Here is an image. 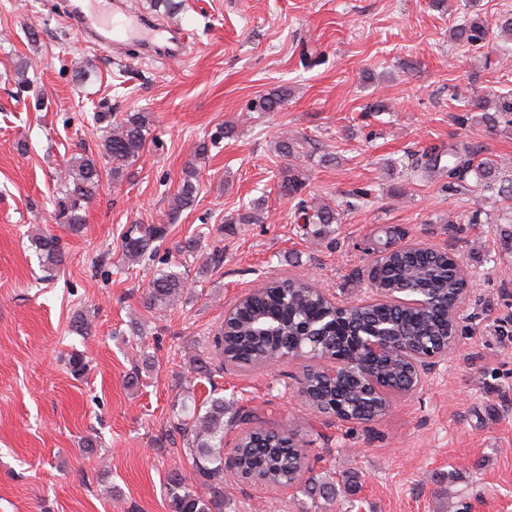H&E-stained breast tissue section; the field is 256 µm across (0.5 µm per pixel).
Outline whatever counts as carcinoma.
Listing matches in <instances>:
<instances>
[{"mask_svg": "<svg viewBox=\"0 0 512 512\" xmlns=\"http://www.w3.org/2000/svg\"><path fill=\"white\" fill-rule=\"evenodd\" d=\"M498 30L502 43L492 46L497 63L512 62V16H504ZM488 36L485 22L473 14L453 30L454 40L475 50L490 44ZM291 94L290 87L278 86L255 98L249 111L274 112ZM468 111L481 113L480 120L491 128L512 124V92L492 101L476 98L468 104ZM94 119L109 127L98 155L77 153L64 162L59 172L61 197L53 219L72 231L85 223V205L96 193L102 173L114 181L123 179L126 170L143 153L152 125L148 112H125L119 119L111 112H99ZM297 145L286 134L275 143L278 156L286 160L278 170L279 188L289 198L300 195L306 183L303 169L294 161ZM402 168L413 177L446 175L450 185L471 178L479 191L488 193L484 200L489 204L512 199V178L502 177L503 164L480 156L470 144L450 146L446 150L433 147L414 153L402 162ZM198 183L197 167L185 168L182 184L170 204L168 223H176L183 212L194 206ZM301 206L305 223L318 227L320 232L339 223V213L328 205L308 207L303 202ZM262 222L263 212L257 207L224 218L226 224ZM163 238L161 226L135 225L123 236L122 254L127 261L137 263L156 255L155 243ZM33 243L43 267L53 270L62 264L64 252L58 237L40 234L33 238ZM376 254L368 278L376 281L378 291L386 296L420 292L429 298L426 309H407L383 301L340 308L328 299L312 296L311 285L302 279L270 281L248 294L224 319L212 340L219 364L196 356L193 371L210 377L224 371L226 363L252 369L297 355L313 336L323 341L331 354L346 356L362 365L366 356L354 336L364 325H377L388 339L397 342L406 339L418 349L435 347L445 337L453 339L458 332V321L452 309L458 294L467 287L469 277L464 263L449 255L419 249L383 247L376 249ZM182 266L181 262L167 261L149 279L145 292L147 307L166 309L180 300L187 286L184 273L179 271ZM375 367L387 384L398 385L409 380V364L398 356L380 359ZM300 392L316 413L334 411L339 405L372 421L386 410L384 399L365 396L355 370L332 380L312 368L300 381ZM232 408V403H224V397H212L177 419L175 429L182 436L183 451L191 460L196 480L207 493H195L181 473H171L166 487L171 512H224L226 467L246 479L273 487L295 484L312 501L336 499V483L330 477L312 475L313 465L300 445L297 432L291 428L278 431L255 428L241 438L233 457L224 461V412Z\"/></svg>", "mask_w": 512, "mask_h": 512, "instance_id": "1", "label": "carcinoma"}]
</instances>
